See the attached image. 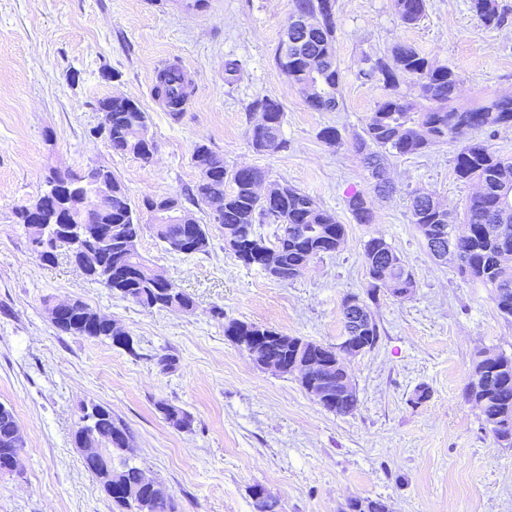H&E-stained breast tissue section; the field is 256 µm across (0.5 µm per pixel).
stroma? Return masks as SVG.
<instances>
[{
    "instance_id": "obj_1",
    "label": "stroma",
    "mask_w": 512,
    "mask_h": 512,
    "mask_svg": "<svg viewBox=\"0 0 512 512\" xmlns=\"http://www.w3.org/2000/svg\"><path fill=\"white\" fill-rule=\"evenodd\" d=\"M499 2L507 18L498 27L485 26L470 0H429L419 24L405 27L391 0H336L340 106L315 112L274 61L293 0H207L199 11L178 0H0V403L25 435L18 472L0 476V512H114L72 442L80 408L91 404L127 425L131 462L167 483L178 512H254L257 484L281 512H344L352 498L383 500L389 512H512V448L494 443L463 396L477 350L512 355V319L452 260H435L410 222L415 189L456 211L474 192L456 178L455 144L391 158L395 190L372 198L373 223H356L347 206L353 191L371 189L351 147L383 95L361 74L368 59L403 41L457 74L461 103L512 94V0ZM174 59L192 94L181 112L154 92ZM114 95L145 110L151 161L93 136L98 101ZM265 96L283 106L287 150L259 153L249 143L246 106ZM326 126L339 130V145L320 138ZM199 144L228 168L264 169L335 213L346 227L339 250L280 282L245 267L218 229L193 256L144 233L140 253L192 296L188 314L144 309L84 278L66 253L47 264L32 251L16 210L45 192L50 170L104 165L133 200L181 195L199 180ZM373 236L417 287L403 299L379 291V341L345 360L358 407L337 415L294 376L257 368L225 338L224 323L339 344L344 298L370 288L363 246ZM75 298L123 327L133 350L58 330L48 305ZM163 355L175 358L172 369L161 370ZM422 384L430 396L418 403ZM164 403L190 413L191 428L170 427Z\"/></svg>"
}]
</instances>
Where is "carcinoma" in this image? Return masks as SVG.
<instances>
[{"mask_svg": "<svg viewBox=\"0 0 512 512\" xmlns=\"http://www.w3.org/2000/svg\"><path fill=\"white\" fill-rule=\"evenodd\" d=\"M392 2L396 16L404 25H415L426 15L428 0ZM470 5L488 27H498L505 20V9L498 0H470ZM335 42L336 19L332 14L323 18L300 42H290L286 49L280 45L276 51V64L287 75L291 87L302 93L309 84L318 83L319 91L305 97L306 104L317 112H333L340 104L343 76L336 62ZM390 56L389 61L374 60L363 72L365 77L377 79L385 94L368 116L364 135L357 137L352 147L362 156L374 179L373 191L384 195L390 191L384 167L387 157L419 155L443 141L461 143L454 158L457 178L470 182L477 176L484 177L483 188L471 195L463 207L464 236H456V217L433 207L435 199L431 193H414L410 221L427 246L438 242L457 258L462 275L491 289V300L499 313L512 318V266L500 262L501 251L512 249V211L502 208L500 203L501 187L512 184V160L499 155L487 140L476 137L479 132L512 124V95L462 106L457 104L460 80L451 68L432 64L413 45L403 42L392 46ZM408 81L417 88L414 98L401 90V85ZM175 82L171 71L158 72L155 92L171 105L186 96V91L179 89ZM249 111L265 118L264 123L255 122L249 129V142L255 151L273 153L288 148L281 134L285 112L278 100L262 97L249 105ZM146 129L147 113L137 103L125 97L112 99V127L107 142L114 153L145 158L155 147V143L142 139V131ZM193 161L211 162L212 172L208 180L197 182L188 191L185 200L199 208H207L213 202L220 204L214 220L224 245L235 257H240L238 245L245 250L275 251L283 272L292 281L303 275L304 268L313 259L335 253L343 241L344 225L296 187L284 182L280 184L281 194L273 199L264 197L257 191L258 184L266 180L264 171L252 167L229 169L223 158L204 145L196 146ZM104 174L112 184V196L98 201L90 196L85 186V201L77 204L70 215V223L79 225L85 224V217L90 215L95 220L88 225L90 232L100 230L112 234V247L101 256L102 268L93 276V281L146 309L194 306L192 297L174 283H156L140 253L135 251L126 256L119 252L121 241L137 240L150 228L144 223V217L156 197L146 195L135 203L111 169H104ZM347 204L356 223H373L371 202L365 193H353ZM261 224L275 225L274 239L258 232L257 226ZM39 233L49 240L53 249L46 262H53L61 251L75 260L80 258L81 242L64 236L56 224L40 225ZM154 236L165 246L185 236L193 254L206 252L210 246L206 224L196 223L188 229L181 224H170L166 233L156 232ZM363 260L371 280L370 299H376L382 288H404L410 293L416 287L412 270L384 238L372 237L364 243ZM71 303V319L58 324L59 330L88 338H108L112 344H119L109 325L92 320L94 310L88 304L80 299H73ZM224 335L247 353L251 352L254 342H245L242 337L278 335L279 342H263L262 354L276 357L285 364L298 352L294 345L302 341L300 337L280 335L266 327L238 320L224 323ZM315 378L332 386L336 404L327 406V411L346 415L356 409L355 388L343 391L334 373L317 374ZM463 395L479 409L482 429L488 431L499 446L511 448L512 356L492 349L477 352ZM160 410L171 427L190 428L192 419L187 411L170 404L161 405ZM7 418H15L13 411L0 413V456L15 448L8 434ZM84 430L93 433L106 455L118 460L112 467V493L108 494L118 512H177L174 494L161 479L155 480V488H145L136 497L128 494V490L140 486L144 471L122 457L120 440L130 436V432L112 416V411L97 404L83 408L73 438H78ZM348 508L349 512H387V505L382 501L368 498L352 499Z\"/></svg>", "mask_w": 512, "mask_h": 512, "instance_id": "cac0c4a2", "label": "carcinoma"}]
</instances>
